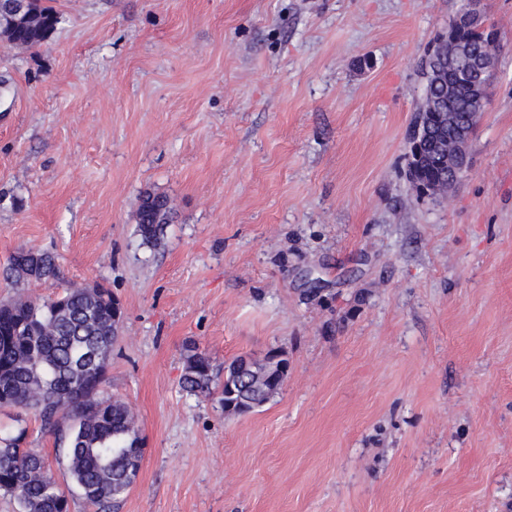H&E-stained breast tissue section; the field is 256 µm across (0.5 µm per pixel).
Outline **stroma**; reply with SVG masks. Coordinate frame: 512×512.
<instances>
[{
	"mask_svg": "<svg viewBox=\"0 0 512 512\" xmlns=\"http://www.w3.org/2000/svg\"><path fill=\"white\" fill-rule=\"evenodd\" d=\"M0 41V268L122 312L103 391L139 416L118 512H512V0L467 168L406 179L418 61L464 0H45ZM172 206L136 233L144 193ZM273 350L252 412L180 387ZM28 17L21 25L18 37L5 36L4 39L15 47H34L44 42L57 28L60 17L42 0H29ZM170 207L167 197L147 192L142 196L136 232L142 244L156 247L162 240ZM59 275V266L52 253L19 249L9 258L4 280L10 288H25L29 282L46 283L58 279Z\"/></svg>",
	"mask_w": 512,
	"mask_h": 512,
	"instance_id": "1",
	"label": "stroma"
}]
</instances>
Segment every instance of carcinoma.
<instances>
[{
  "mask_svg": "<svg viewBox=\"0 0 512 512\" xmlns=\"http://www.w3.org/2000/svg\"><path fill=\"white\" fill-rule=\"evenodd\" d=\"M60 17L42 0H30L20 35L5 40L34 47L57 28ZM496 34L477 22L453 21L420 59L425 79L414 118L419 134L409 140L407 174L422 191L442 193L452 173L439 160L454 155L458 143L448 138V121L468 127L485 110L489 77L463 71L450 78L432 66L441 48L461 47L471 57L487 53ZM170 207L167 197L142 196L136 232L142 243L156 247L162 240ZM60 270L46 251L19 249L10 258L5 281L12 288L54 281ZM112 291L102 286L70 288L54 299L39 300L21 293L0 303V410L15 411L17 429L0 435V491L18 498L21 512H69L70 492L50 474L48 458L26 448V416L43 433L65 445L67 466L80 496L97 512H111L135 484L132 469L143 457L137 419L127 404L103 395L112 349L121 319ZM181 387L191 395H219L227 413L247 412L269 401L282 386L269 381L268 360L253 363L242 375L236 362L219 378L210 358L194 344L182 352Z\"/></svg>",
  "mask_w": 512,
  "mask_h": 512,
  "instance_id": "1",
  "label": "carcinoma"
}]
</instances>
